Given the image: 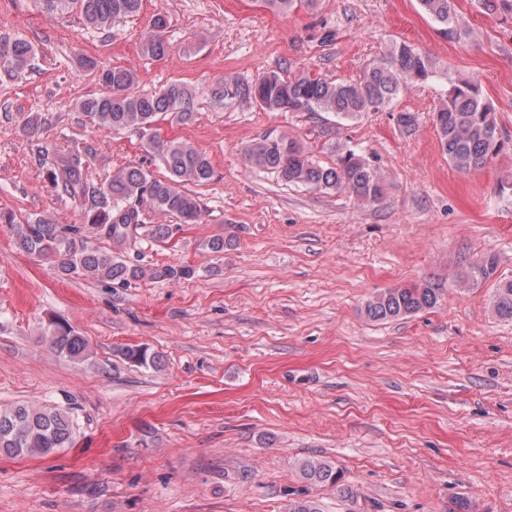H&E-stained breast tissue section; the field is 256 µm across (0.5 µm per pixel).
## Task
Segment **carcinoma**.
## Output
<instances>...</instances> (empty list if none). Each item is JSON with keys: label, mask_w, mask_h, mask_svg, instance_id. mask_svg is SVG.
I'll use <instances>...</instances> for the list:
<instances>
[{"label": "carcinoma", "mask_w": 512, "mask_h": 512, "mask_svg": "<svg viewBox=\"0 0 512 512\" xmlns=\"http://www.w3.org/2000/svg\"><path fill=\"white\" fill-rule=\"evenodd\" d=\"M48 16L73 8L84 22L98 30L140 12L142 0H36ZM278 14H287L304 5L314 8L317 0H263ZM423 15L450 41H459L465 30L459 20L455 0H417ZM489 14L512 17V0H479ZM168 16L157 13L152 29L144 38L142 54L161 59L169 50L165 37ZM0 70L10 79L26 73L34 58L33 44L22 38L0 37ZM436 63L425 52L406 41H395L383 56L368 64L356 80L337 81L301 71L291 75L272 72L254 80L224 77L211 95L222 100L253 104L269 112H324L339 120H356L369 112L388 108L402 89L427 81ZM99 81L106 91L82 100L78 112L93 126L112 131L136 129L143 133L146 151L159 157L167 176L158 178L139 165L121 168L103 185L88 178L92 149L74 147L63 152L41 153L46 175L55 190L73 199L80 207L85 226L101 229L124 245L136 240L142 229L150 239L167 242L173 237V225L148 224L145 213L174 215L185 224H195L202 216L198 197L184 191V185H206L214 177L209 157L187 142L162 140L151 126L164 115L180 122L193 120L191 105L196 89L182 83H170L154 92L136 90V73L124 66L101 70ZM398 129L412 134L418 127L414 112L394 116ZM46 119L38 112L23 117L22 128L31 137L38 135ZM433 125L441 149L461 174H469L497 155L502 148L495 108L485 97L480 82L460 80L450 86L433 112ZM265 136L244 148L250 166L271 170L286 183L308 188L344 192L361 204L382 199L385 180L380 170L355 150L337 149L336 160L322 165L303 145L286 136L278 138L279 148H270ZM1 224L14 225L18 248L29 255L57 262L61 275L71 279L108 281L119 287L145 279L179 282L195 276L189 265L146 267L131 263L118 253L89 244L80 227L64 228L47 215H35L22 222L11 214L0 213ZM234 241L214 236L203 247L218 256ZM496 270L490 257L471 266L466 280L475 283L488 279ZM439 296L428 285L388 288L365 303L366 316L373 321L403 317L437 306ZM492 306L503 320H512V280L496 285ZM51 349L71 361L89 359V342L64 322L52 323L44 331ZM121 355L140 366L157 367L161 356L139 346L126 347ZM76 423L71 413L56 406L13 404L0 407V455L44 458L74 444ZM295 469L301 480L312 486L331 485L343 498L354 497L343 483L335 463L310 458L299 461Z\"/></svg>", "instance_id": "carcinoma-1"}]
</instances>
